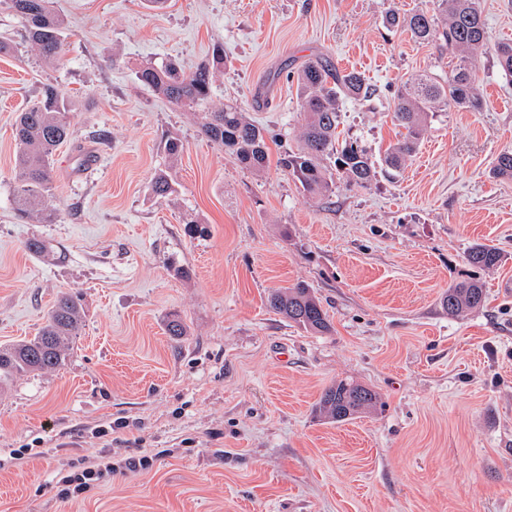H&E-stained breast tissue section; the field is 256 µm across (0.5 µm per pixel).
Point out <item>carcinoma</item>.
Returning a JSON list of instances; mask_svg holds the SVG:
<instances>
[{"label":"carcinoma","mask_w":512,"mask_h":512,"mask_svg":"<svg viewBox=\"0 0 512 512\" xmlns=\"http://www.w3.org/2000/svg\"><path fill=\"white\" fill-rule=\"evenodd\" d=\"M21 20L23 40L37 49L48 63L63 62L66 54V28L51 8L50 0H0V12ZM388 29H404L420 45L446 49L454 59L448 80L440 82L427 74L407 80L394 103V117L406 130L404 137L390 145L385 164L401 169L418 149L429 114L453 106L475 112L482 105L475 60L487 43V26L479 0H432L430 10L412 13L388 10L382 17ZM501 73L512 78V42L496 48ZM136 78L140 85L161 94L181 108L203 106L211 91L213 71L206 62L186 73L172 62L141 67ZM305 122L297 149L279 160L282 168L309 196L332 191L334 177L348 184L366 187L376 171L369 155L355 143L339 142L336 133L344 101L365 99L370 89L364 76L355 70L342 71L331 61L317 57L305 61L296 74ZM72 102L56 87L45 84L36 100L17 119L16 187L13 208L18 217L35 218L53 224L57 212L50 205L54 191L51 162L57 148L70 137L69 116ZM200 132L210 142L224 148L244 169L263 170L268 163L266 131L247 118L234 103L201 113ZM493 174L512 178V151L498 155ZM152 192L165 198L173 192L171 176L162 171L152 181ZM470 265L494 268L502 261L501 252L484 243L473 244L467 252ZM486 290L474 279L453 282L441 297V306L450 315L484 305ZM268 306L288 321L315 334L331 331V323L321 302L305 283L279 288L267 296ZM84 308L77 296L60 298L38 334L30 339L0 346V387L14 378L40 371L59 369L66 364L73 339L81 334ZM376 394L354 380L340 379L321 393L315 412L341 423L377 406Z\"/></svg>","instance_id":"cac0c4a2"}]
</instances>
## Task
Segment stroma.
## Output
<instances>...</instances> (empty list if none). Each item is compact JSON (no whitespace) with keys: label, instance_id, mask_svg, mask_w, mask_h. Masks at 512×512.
<instances>
[{"label":"stroma","instance_id":"obj_1","mask_svg":"<svg viewBox=\"0 0 512 512\" xmlns=\"http://www.w3.org/2000/svg\"><path fill=\"white\" fill-rule=\"evenodd\" d=\"M481 4V110L433 113L394 176L381 166L401 133L393 95L424 72L447 79L449 58L382 16L430 0H54L63 63L22 42L0 55V344L35 336L62 294L85 309L62 369L0 387V512H512V179L492 173L512 151V82L494 54L512 41V0ZM314 57L376 90L345 103L338 130L377 176L337 181L325 198L278 165L298 144L296 72ZM165 60L211 62L210 107L234 101L268 132L263 172L139 86L136 70ZM46 84L74 102L53 156V224L12 212L15 121ZM172 138L184 146L174 162ZM88 147L101 163L85 174ZM162 170L175 191L159 199ZM477 242L502 264L471 267ZM468 277L484 306L448 315L442 294ZM297 282L330 333L267 306ZM174 315L187 328L178 340ZM341 378L376 391L379 407L341 424L317 416ZM103 455L113 472L63 496L65 478ZM144 456L147 468L128 469Z\"/></svg>","mask_w":512,"mask_h":512}]
</instances>
